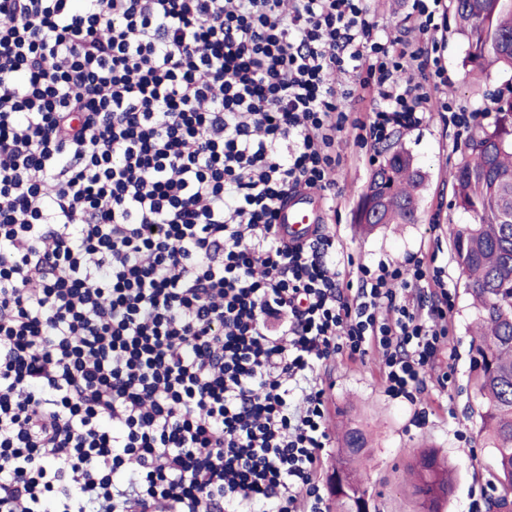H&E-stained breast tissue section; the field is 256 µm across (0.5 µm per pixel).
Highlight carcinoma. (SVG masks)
I'll return each mask as SVG.
<instances>
[{
    "instance_id": "1",
    "label": "carcinoma",
    "mask_w": 512,
    "mask_h": 512,
    "mask_svg": "<svg viewBox=\"0 0 512 512\" xmlns=\"http://www.w3.org/2000/svg\"><path fill=\"white\" fill-rule=\"evenodd\" d=\"M453 14L468 39L465 65L471 71L512 70V0H453ZM496 112L493 129L469 137L454 173L455 205L470 223L453 227L451 237L475 311L469 359L479 434L494 450L499 499L505 501L512 498V97L498 99ZM422 179L409 153L389 152L371 176L372 193L360 195L356 223L379 225L373 220L379 203L382 223L415 222ZM342 447L334 471L345 476V484L333 493L336 512H369L356 469L368 451L365 434L346 430ZM411 456L413 493L430 502L429 512H439L454 490L453 468L434 448H418Z\"/></svg>"
}]
</instances>
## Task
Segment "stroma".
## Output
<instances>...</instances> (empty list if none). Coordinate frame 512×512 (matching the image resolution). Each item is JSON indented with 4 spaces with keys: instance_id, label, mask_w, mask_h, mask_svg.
<instances>
[{
    "instance_id": "35a3bbf8",
    "label": "stroma",
    "mask_w": 512,
    "mask_h": 512,
    "mask_svg": "<svg viewBox=\"0 0 512 512\" xmlns=\"http://www.w3.org/2000/svg\"><path fill=\"white\" fill-rule=\"evenodd\" d=\"M443 39V64L448 82L444 88L450 99L485 112L481 124L494 126L499 97L512 95V72L494 71L476 77L465 65L466 38L448 24ZM353 126L338 136L343 165L333 174L336 199L327 205L325 229L334 240L337 263L377 264L402 259L408 254L424 257L442 271V278L454 297L448 315L452 338V358H441L425 378L415 402L389 396L382 377V357L369 351L364 358L336 359L323 365L319 377L326 391L327 426L331 446L324 451L317 480L327 488L328 477L340 447L344 427L358 425L368 437V453L361 467V482L367 489L374 512H420L409 492L410 450L437 449L456 470L454 494L440 512H469L472 499L489 506L494 495L495 457L479 436V417L469 380L468 328L474 310L465 292L464 278L453 255L448 233L452 224L468 223L466 214L454 206L453 173L465 155L453 148L438 113H427L414 130L394 132L387 142L360 147ZM401 147L411 153L425 179L420 191L419 219L413 224H393L373 232H363L353 222L359 195L377 164L383 163L388 148ZM449 374L448 387H440L442 374Z\"/></svg>"
}]
</instances>
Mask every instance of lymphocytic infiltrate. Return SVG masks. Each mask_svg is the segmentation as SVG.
<instances>
[{"instance_id": "lymphocytic-infiltrate-1", "label": "lymphocytic infiltrate", "mask_w": 512, "mask_h": 512, "mask_svg": "<svg viewBox=\"0 0 512 512\" xmlns=\"http://www.w3.org/2000/svg\"><path fill=\"white\" fill-rule=\"evenodd\" d=\"M361 2L0 0V512H327L317 368L375 349L415 400L440 270L348 273L277 224L346 124L477 117L438 94L444 0L394 42Z\"/></svg>"}]
</instances>
